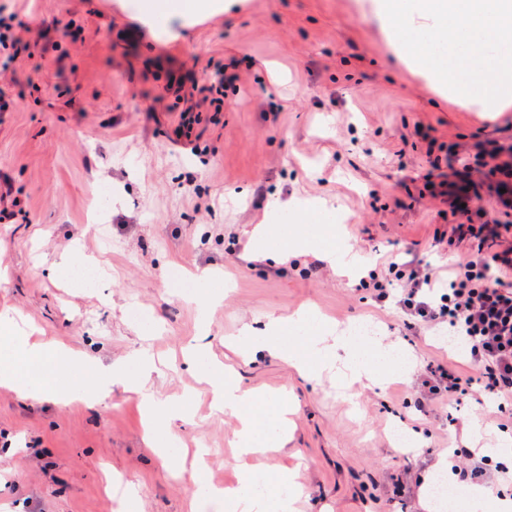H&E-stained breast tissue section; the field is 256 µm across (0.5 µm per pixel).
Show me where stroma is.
<instances>
[{
  "mask_svg": "<svg viewBox=\"0 0 512 512\" xmlns=\"http://www.w3.org/2000/svg\"><path fill=\"white\" fill-rule=\"evenodd\" d=\"M26 27L19 59L0 72L17 102L0 112V176L21 205L0 223V310L36 339L103 362L140 348L158 360L152 391L192 394L158 455L143 436L136 399L116 387L105 402L61 406L0 389V512H224L185 479L206 449L207 482L237 481L233 418L214 411L182 364L198 327L172 272L208 267L226 285L211 309L210 354L235 362L247 388L287 392L292 436L255 459L296 472L298 512H424L439 453L512 440L497 402L466 400L416 415L418 374L429 365L475 367L433 330H406L396 307L340 276L323 255L249 259V232L276 197L322 198L344 218L343 238L366 268L390 252L448 278V227L508 217L489 181L512 168V112H468L425 91L390 57L354 0H233L192 22L172 11L144 23L143 0H0ZM223 64L222 111L201 113L190 139L174 130L190 96ZM182 80L180 94L167 89ZM439 166L449 181L472 173L467 211L424 188ZM79 248L102 270L88 288L52 269ZM312 305L343 325L372 324L407 355L384 386L347 391L300 375L267 354L236 362L224 346L242 325ZM419 433L395 447L391 430ZM137 499L124 502L125 485Z\"/></svg>",
  "mask_w": 512,
  "mask_h": 512,
  "instance_id": "stroma-1",
  "label": "stroma"
}]
</instances>
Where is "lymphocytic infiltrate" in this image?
<instances>
[{
    "instance_id": "lymphocytic-infiltrate-1",
    "label": "lymphocytic infiltrate",
    "mask_w": 512,
    "mask_h": 512,
    "mask_svg": "<svg viewBox=\"0 0 512 512\" xmlns=\"http://www.w3.org/2000/svg\"><path fill=\"white\" fill-rule=\"evenodd\" d=\"M449 245L467 244L466 256L448 274L447 287L435 288L432 272L412 263L390 262L393 276L376 280L377 299L398 297L406 314L429 327L447 328L468 343L467 359L481 370L484 394L512 399V224H455ZM420 412L460 401L470 386L453 367H427Z\"/></svg>"
}]
</instances>
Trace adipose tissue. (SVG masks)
Here are the masks:
<instances>
[{
	"instance_id": "obj_1",
	"label": "adipose tissue",
	"mask_w": 512,
	"mask_h": 512,
	"mask_svg": "<svg viewBox=\"0 0 512 512\" xmlns=\"http://www.w3.org/2000/svg\"><path fill=\"white\" fill-rule=\"evenodd\" d=\"M377 25L392 57L429 92L475 112H512V0H356ZM274 208L292 215L296 235L291 244L278 239L279 225L261 219L250 238L254 254L279 260L288 248L309 251L315 241L307 224L328 212L329 206L314 198L275 200ZM208 327L194 339L191 362L205 375L215 410L233 415L237 422V453L248 457L283 447L288 441V405L278 396L242 386L231 367L211 359L206 350ZM239 343L250 356L273 352L303 374L331 372L344 362L355 379H374L387 370L392 351L378 335L356 338L304 308L292 315L271 318L262 333L243 326ZM21 355L42 365L40 375L0 366V386L17 394L47 398L64 405L74 397L104 401L113 388L139 398L146 424L145 435L155 440L159 428L187 415V399L170 401L148 391L156 370L145 352L127 360L99 361L23 341ZM80 370L86 379L80 387H58L55 375ZM213 497L223 500L224 512H295L301 488L287 475L243 471L237 486H209Z\"/></svg>"
}]
</instances>
